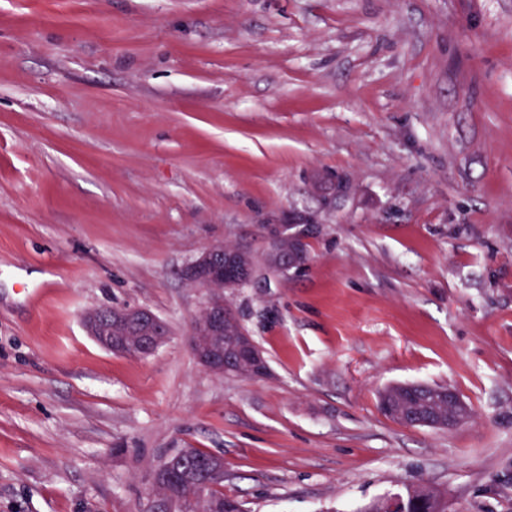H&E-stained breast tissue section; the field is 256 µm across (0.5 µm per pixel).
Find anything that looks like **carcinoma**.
Instances as JSON below:
<instances>
[{"instance_id":"obj_1","label":"carcinoma","mask_w":512,"mask_h":512,"mask_svg":"<svg viewBox=\"0 0 512 512\" xmlns=\"http://www.w3.org/2000/svg\"><path fill=\"white\" fill-rule=\"evenodd\" d=\"M150 341L148 336H125L112 330V342L115 347L129 355L140 351L143 344ZM215 346L228 351L227 374L240 376L255 372H247L231 353L229 337L222 336L216 340ZM448 390L446 386L428 384H396L387 387L379 396L380 409L385 416L395 422L408 424L416 413L437 416L448 420V400L440 397V392ZM217 457L196 448H183L170 458L169 468L158 475L156 482L161 486H169L171 477H176L175 486L178 497L172 500L174 512H247L244 503L224 496L220 490L224 480L215 474L210 484L198 487L187 480V476L200 463L217 466ZM363 512H448V505L442 496L431 486L421 483L411 486L405 492L388 493L372 500L364 507Z\"/></svg>"}]
</instances>
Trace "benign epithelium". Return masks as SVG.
I'll use <instances>...</instances> for the list:
<instances>
[{
  "label": "benign epithelium",
  "mask_w": 512,
  "mask_h": 512,
  "mask_svg": "<svg viewBox=\"0 0 512 512\" xmlns=\"http://www.w3.org/2000/svg\"><path fill=\"white\" fill-rule=\"evenodd\" d=\"M319 231L316 224L268 225L269 254L258 259L243 247L214 244L193 259L185 269L190 286L203 288L207 298L193 318L189 330V346L199 364L214 375H224V356L209 346L207 337L226 334L234 337L239 356L255 369L262 365V355L251 350V338L242 328L227 330L237 320L232 306L224 301V290L240 288L253 283L260 273L281 276L299 269L309 262L302 244ZM91 336L105 345V336L114 325L137 327L148 325L152 341L160 346L167 339L166 324L144 309H96L85 317Z\"/></svg>",
  "instance_id": "7a95c632"
}]
</instances>
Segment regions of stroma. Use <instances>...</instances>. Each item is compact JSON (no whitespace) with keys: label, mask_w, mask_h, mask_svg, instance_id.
<instances>
[{"label":"stroma","mask_w":512,"mask_h":512,"mask_svg":"<svg viewBox=\"0 0 512 512\" xmlns=\"http://www.w3.org/2000/svg\"><path fill=\"white\" fill-rule=\"evenodd\" d=\"M307 222L225 295L268 374L204 370L188 263ZM105 307L167 341L104 349ZM405 382L472 417L388 419ZM179 448L249 512H512V0H0V512H145ZM85 322L89 334L100 345L112 351L113 348L111 349L105 344V336H108V331L113 325H125L130 328L148 323L149 336H123L115 328L112 329L113 344L118 350L130 356L138 353L142 345L150 341L151 336H153L152 341L156 348L163 344L168 336L166 324L150 311L144 309H96L86 315ZM114 352L119 351L114 350ZM363 512H446L448 505L431 486L421 483L408 487L404 493H388L373 499Z\"/></svg>","instance_id":"stroma-1"}]
</instances>
